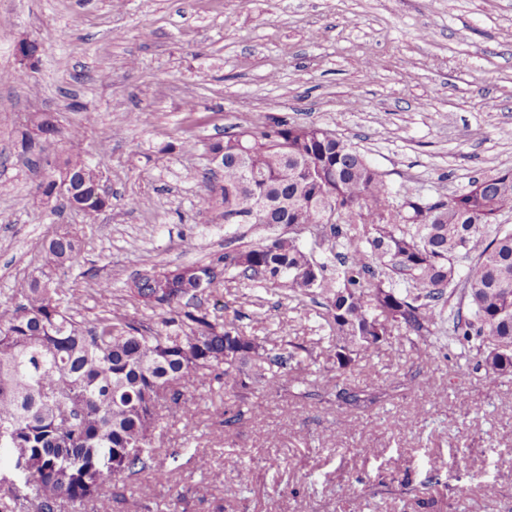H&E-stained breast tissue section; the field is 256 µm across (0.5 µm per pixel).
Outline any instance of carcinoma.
<instances>
[{
  "mask_svg": "<svg viewBox=\"0 0 512 512\" xmlns=\"http://www.w3.org/2000/svg\"><path fill=\"white\" fill-rule=\"evenodd\" d=\"M210 151L223 153L224 167L221 193L208 189L209 203L274 234L175 276L143 262L155 278L137 272L127 289L152 310L155 324L113 309L106 281L98 285V311L91 318L81 312V295L53 275L78 260V244L67 235L48 242L51 271L20 284L22 302L0 304V512H27L30 502L35 512H60L65 501L112 512L108 485L144 471L155 484L169 482L151 464L154 433L165 422L161 398L190 423L195 392L214 382L233 381L242 402L258 388L305 384L298 346L268 357L265 368L254 337L211 318L195 284L199 271L234 272L324 299L339 369L371 358L402 330L434 335L455 297L449 339L475 349L473 369L485 377L512 374V229L496 224L512 210V171L476 178L431 203L392 192L348 140L318 137L315 128L283 118L226 135ZM60 163L72 172L86 221L94 222L104 205L99 171L79 154ZM328 185L336 190L334 224L324 222L315 197ZM283 225L288 232H276ZM305 233L325 261L304 248ZM461 255L471 257L463 274ZM336 399L358 410L376 402L347 388ZM127 448L145 453L118 472L98 464ZM64 455L72 465L59 463Z\"/></svg>",
  "mask_w": 512,
  "mask_h": 512,
  "instance_id": "obj_1",
  "label": "carcinoma"
}]
</instances>
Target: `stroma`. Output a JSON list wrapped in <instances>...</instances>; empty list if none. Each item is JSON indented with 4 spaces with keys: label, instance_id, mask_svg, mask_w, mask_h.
I'll list each match as a JSON object with an SVG mask.
<instances>
[{
    "label": "stroma",
    "instance_id": "1",
    "mask_svg": "<svg viewBox=\"0 0 512 512\" xmlns=\"http://www.w3.org/2000/svg\"><path fill=\"white\" fill-rule=\"evenodd\" d=\"M27 43V78L0 81V300L45 270V244L66 234L81 252L67 276L88 312L105 279L113 307L152 320L126 291L143 257L173 269L268 236L225 223L203 175L211 142L271 116L336 133L391 189L431 201L512 170V0H0V74L20 68ZM134 111L147 122L132 123ZM36 112L63 131L45 159L80 153L110 187L96 223L43 203L44 174L20 146ZM73 129L80 139H66ZM206 307L267 352L310 349L318 392H255V412L225 428L214 412L234 406L235 388H202L194 423L172 413L155 434L168 484L140 474L110 486L112 512H136L139 498L155 512H422L428 500L437 512H512V376L474 372L447 328L392 337L339 377L311 298L226 275ZM428 345L457 367L422 363ZM339 379L377 402L338 406ZM397 419L407 427L393 430Z\"/></svg>",
    "mask_w": 512,
    "mask_h": 512
}]
</instances>
